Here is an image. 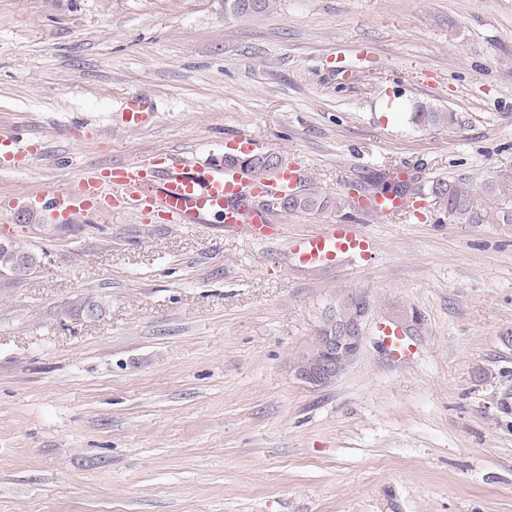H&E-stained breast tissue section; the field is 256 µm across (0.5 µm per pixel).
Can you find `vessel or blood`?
I'll return each instance as SVG.
<instances>
[{"label":"vessel or blood","instance_id":"1","mask_svg":"<svg viewBox=\"0 0 512 512\" xmlns=\"http://www.w3.org/2000/svg\"><path fill=\"white\" fill-rule=\"evenodd\" d=\"M153 116L152 107L138 96L128 97L121 121L130 128L145 127ZM38 146L17 136L0 137V167L7 168L21 159H32ZM303 172L296 166L254 180L244 170L216 166L201 171L189 161L154 162L131 160L119 166H88L81 170L74 186L67 190L44 193L41 213L53 223L95 207L106 214L150 210L168 224H197L208 214L224 218L229 231L245 230L268 234V212L254 206V199L270 200L294 189ZM362 206L375 216L413 213L411 198L392 193H378L363 200ZM375 244L356 226L331 224L326 230L297 240L291 254L300 265L323 267L340 256L363 257L373 252Z\"/></svg>","mask_w":512,"mask_h":512}]
</instances>
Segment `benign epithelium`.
Segmentation results:
<instances>
[{
    "mask_svg": "<svg viewBox=\"0 0 512 512\" xmlns=\"http://www.w3.org/2000/svg\"><path fill=\"white\" fill-rule=\"evenodd\" d=\"M359 306V315L346 319L334 311L326 316L311 346L295 365L296 377L313 389L334 384L353 364L365 335L370 303L363 295L349 292L341 298Z\"/></svg>",
    "mask_w": 512,
    "mask_h": 512,
    "instance_id": "1",
    "label": "benign epithelium"
}]
</instances>
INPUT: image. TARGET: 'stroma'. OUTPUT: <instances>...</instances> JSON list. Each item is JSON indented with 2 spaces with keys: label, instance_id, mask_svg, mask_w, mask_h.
Listing matches in <instances>:
<instances>
[{
  "label": "stroma",
  "instance_id": "1",
  "mask_svg": "<svg viewBox=\"0 0 512 512\" xmlns=\"http://www.w3.org/2000/svg\"><path fill=\"white\" fill-rule=\"evenodd\" d=\"M155 106L119 126L126 97ZM422 104L457 124L420 129ZM247 132L325 199L273 211L278 238L220 217L86 211L42 192L85 165L168 153L208 169ZM40 157L0 170V512H512V0H0V135ZM424 221L354 212L397 166ZM494 220L450 222L434 180ZM358 224L367 260L305 268L291 242ZM371 302L355 362L294 372L339 295ZM93 297L101 316H71ZM413 325L406 352L385 332ZM276 0H224V13L234 17H250L267 14Z\"/></svg>",
  "mask_w": 512,
  "mask_h": 512
}]
</instances>
